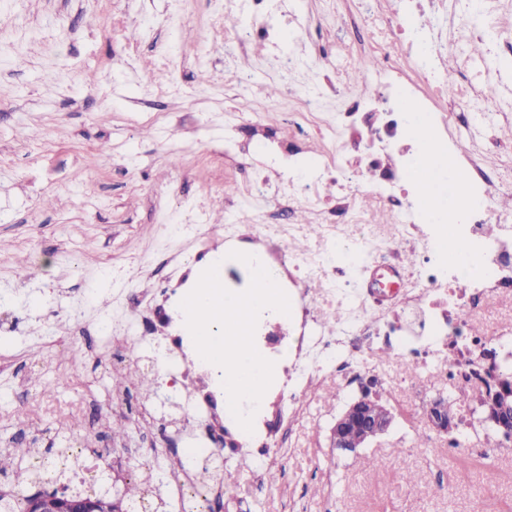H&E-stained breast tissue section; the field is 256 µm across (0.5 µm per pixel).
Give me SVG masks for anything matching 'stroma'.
Here are the masks:
<instances>
[{
  "label": "stroma",
  "instance_id": "stroma-1",
  "mask_svg": "<svg viewBox=\"0 0 512 512\" xmlns=\"http://www.w3.org/2000/svg\"><path fill=\"white\" fill-rule=\"evenodd\" d=\"M431 20V47L456 72L477 64L512 81V56L500 44L475 54L454 41V26L486 22L512 33V0L479 17L472 0H445ZM313 36L349 49L354 64L332 80L323 119L346 95L374 96L373 56L357 39L361 0H299ZM237 15L213 13L208 0H0V481L27 467L14 451L40 441L44 467L70 483L64 452L92 403L108 408L106 441L116 459L135 463L142 437L112 391L127 373L96 359L83 339L109 342L140 297L162 304V288L195 278L215 254L254 248L236 228L252 201L236 194L240 169L224 157V110L257 113L281 140L294 139L283 115L304 104L324 74L320 64L282 77L276 52L261 42H225ZM178 63L163 75L164 57ZM289 81L293 97H269ZM221 200L222 225L196 222L191 207ZM353 398L322 405L310 454L273 468L268 493L248 512H281L328 498L327 512H474L494 483L497 512H512V442L466 474L464 448L419 421L395 419L358 453L329 446L332 419ZM28 420L18 423L16 411ZM427 450L415 452L417 434ZM414 482H407V475ZM448 481L437 490L435 477Z\"/></svg>",
  "mask_w": 512,
  "mask_h": 512
}]
</instances>
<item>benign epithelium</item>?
<instances>
[{
	"mask_svg": "<svg viewBox=\"0 0 512 512\" xmlns=\"http://www.w3.org/2000/svg\"><path fill=\"white\" fill-rule=\"evenodd\" d=\"M500 394V409L496 413L484 411L483 421L493 427L504 429L506 420L512 417V392L503 388ZM375 395V382L372 380L364 382L360 396L351 401L331 425L329 430L330 447L354 453L363 446V443L352 440V436L356 432H364L366 441L371 442L389 430L395 419L394 414L389 413L382 417L372 416L369 413ZM425 419L439 433L449 434L456 428L448 400L443 396H438L430 401L425 409ZM23 512H108V506L100 498L89 499L43 493L33 495L25 500Z\"/></svg>",
	"mask_w": 512,
	"mask_h": 512,
	"instance_id": "7a95c632",
	"label": "benign epithelium"
}]
</instances>
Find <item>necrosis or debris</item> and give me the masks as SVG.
Listing matches in <instances>:
<instances>
[{
  "instance_id": "obj_1",
  "label": "necrosis or debris",
  "mask_w": 512,
  "mask_h": 512,
  "mask_svg": "<svg viewBox=\"0 0 512 512\" xmlns=\"http://www.w3.org/2000/svg\"><path fill=\"white\" fill-rule=\"evenodd\" d=\"M272 2L241 0L234 42L243 46L277 40L276 29L266 22ZM421 10L419 0H406L403 10L371 32L369 39L374 51L388 59L392 46H401L415 57L421 74L436 80L445 65L441 55L425 48L431 34L416 21ZM374 81L378 97H351L331 121L316 122L321 108L317 97L307 99L304 110L286 114L299 138L320 140L319 152L308 156L274 135L258 140L253 148L238 144L236 138L251 118L246 113L225 116L224 143L232 147L241 166L251 168L255 151L265 149L283 152L288 160L287 170L273 177L254 171L239 188V195L258 203L256 210L240 215V224L250 238L269 243L306 240L305 247L270 256L290 283L291 312L284 322L262 314L256 328L255 346L273 361L274 380L268 389L269 409L252 436H241L225 395L212 384L211 366L197 355L173 316L157 310L130 325L143 345L162 338L167 361L177 369L169 384L181 410L178 429L158 423L154 408L143 402L129 410L128 417L156 428L144 465L164 474L183 512H194L189 505L198 487L193 458L250 456L257 469L242 487L247 496L263 489L258 468L266 460L303 456V449L284 447L278 437L281 427L301 438L304 421L321 414L311 385L336 382L342 390L355 389L361 371L370 364L368 350L391 354L401 366L431 369L435 381L467 387L479 397L499 387L498 359L512 356V316L501 314L491 331L478 334L473 327L491 314L494 304L512 302V141L487 143L476 133L471 149L458 150L457 144L461 107L483 122L503 112L504 100L484 97L467 79L451 107L437 108L434 94L422 92L419 83L390 60ZM404 98L427 111L430 141H407L409 114L400 105ZM431 150L459 174L454 184L459 215L447 232L438 224L424 225L416 187L407 177L416 160ZM492 151L503 156L494 169L484 162ZM360 193L376 199L387 223H378V213L354 209ZM269 200L283 212L311 209L315 234H308L302 224L272 223L265 208ZM444 237L479 261V275L468 276L464 265L451 258L439 244ZM338 244L361 256L359 277H352L349 267L331 256V247ZM105 421L99 413L86 424L75 451V486L93 485L99 473L115 470L113 448L100 444Z\"/></svg>"
}]
</instances>
